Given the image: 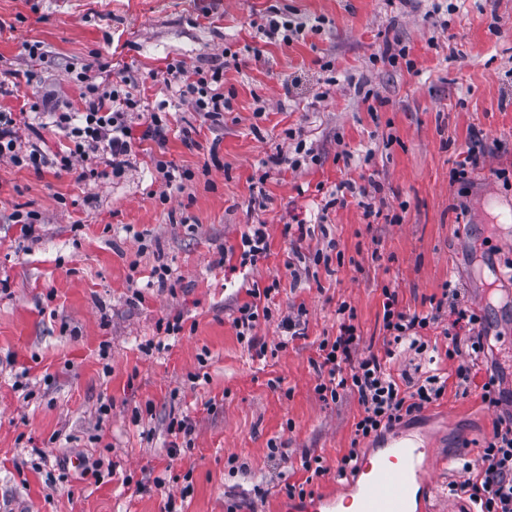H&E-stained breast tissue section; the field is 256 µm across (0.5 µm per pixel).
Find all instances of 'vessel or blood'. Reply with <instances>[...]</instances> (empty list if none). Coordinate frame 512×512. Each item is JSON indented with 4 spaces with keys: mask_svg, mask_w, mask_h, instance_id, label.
I'll list each match as a JSON object with an SVG mask.
<instances>
[{
    "mask_svg": "<svg viewBox=\"0 0 512 512\" xmlns=\"http://www.w3.org/2000/svg\"><path fill=\"white\" fill-rule=\"evenodd\" d=\"M429 450L422 441L396 435L383 452L363 451L361 483L356 486L355 512H414V487L425 480ZM332 493L289 501V512H334Z\"/></svg>",
    "mask_w": 512,
    "mask_h": 512,
    "instance_id": "vessel-or-blood-1",
    "label": "vessel or blood"
}]
</instances>
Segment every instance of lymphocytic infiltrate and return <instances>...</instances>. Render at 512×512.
I'll return each instance as SVG.
<instances>
[{"label":"lymphocytic infiltrate","mask_w":512,"mask_h":512,"mask_svg":"<svg viewBox=\"0 0 512 512\" xmlns=\"http://www.w3.org/2000/svg\"><path fill=\"white\" fill-rule=\"evenodd\" d=\"M223 76V68L191 72L183 61L175 59L167 63L162 80L173 85L175 101L190 104L206 119L220 122L225 112L232 109L220 90ZM139 106L138 100L116 84L108 91L86 97L82 111L54 113V127L69 139L72 147L68 154L52 159L36 146L21 147L13 118L1 112L0 159L36 171L53 165L70 168L76 157L84 161L98 159L110 167L112 176H121L125 172L124 158L136 140L130 114ZM348 311L347 305H339L338 336L332 341L322 340L318 345V369L324 378L316 391L324 399L338 398L345 391L357 394L363 411L354 424V437L360 440L392 428L404 417L435 402L443 395L445 385L432 375L423 382L400 386L378 356H359L360 338L355 326L347 321ZM438 318V313L433 311L406 313L399 309L396 293L385 294L383 322L389 346L406 344L415 353H423L425 343L421 332ZM476 467V481L449 484V494L468 493L479 512H512V413L496 421Z\"/></svg>","instance_id":"obj_1"}]
</instances>
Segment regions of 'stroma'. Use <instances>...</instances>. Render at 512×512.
Listing matches in <instances>:
<instances>
[{
    "mask_svg": "<svg viewBox=\"0 0 512 512\" xmlns=\"http://www.w3.org/2000/svg\"><path fill=\"white\" fill-rule=\"evenodd\" d=\"M283 7L319 31L288 46L261 37L256 21ZM394 43L410 65L379 61ZM174 59L223 64V122L172 108L165 143L135 145L119 178L81 179L78 159L40 172L0 161V512H164L171 493L178 512H277L285 484L349 488L355 475L336 471L362 407L319 398V343L344 303L360 354L384 356V289L424 314L450 287L485 318L470 381L456 375L467 354H446L445 315L424 330L425 354L386 368L446 378L400 428L434 450L428 512H472L447 485L468 479L463 462L506 413L482 384L494 374L512 393V0H0V111L47 156L67 143L28 99L77 111L87 84L123 79L150 105ZM474 130L480 161L454 178ZM300 143L312 156L295 169ZM162 161L193 179L167 183ZM253 224L268 250L243 267ZM254 286L272 311L261 356L233 323ZM175 417L190 436L169 432ZM308 456L324 475L309 477Z\"/></svg>",
    "mask_w": 512,
    "mask_h": 512,
    "instance_id": "obj_1",
    "label": "stroma"
}]
</instances>
